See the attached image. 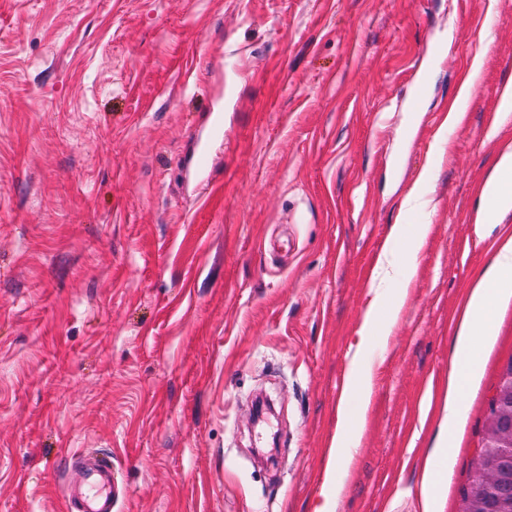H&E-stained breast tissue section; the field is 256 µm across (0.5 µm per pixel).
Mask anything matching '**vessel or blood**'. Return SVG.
I'll return each instance as SVG.
<instances>
[{"mask_svg":"<svg viewBox=\"0 0 512 512\" xmlns=\"http://www.w3.org/2000/svg\"><path fill=\"white\" fill-rule=\"evenodd\" d=\"M69 466L75 477L66 486L67 512H116L119 494L111 458L79 453Z\"/></svg>","mask_w":512,"mask_h":512,"instance_id":"1","label":"vessel or blood"}]
</instances>
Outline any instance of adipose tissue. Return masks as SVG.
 Returning <instances> with one entry per match:
<instances>
[{
    "mask_svg": "<svg viewBox=\"0 0 512 512\" xmlns=\"http://www.w3.org/2000/svg\"><path fill=\"white\" fill-rule=\"evenodd\" d=\"M512 172V150L505 151L493 173L485 182L478 221L497 223L502 211L512 209V185L504 180ZM428 227L416 224L406 227L393 224L387 244L372 272L373 299L367 308L357 332L355 359L357 375L348 377L338 409L336 445L331 448L327 474L339 481L343 464L355 453L361 427L357 422L359 411L365 410L372 392L373 355L378 344L386 342L395 327L408 294V283L398 280L394 259V244L407 245L409 254H416L427 236ZM512 295V236L492 255L487 268L468 291L459 317L448 373V397L444 404L442 424L437 440L428 454L422 476L423 512H434V503L442 485V474L448 463L458 426L464 415V395L482 365L480 343L493 336V312L498 301Z\"/></svg>",
    "mask_w": 512,
    "mask_h": 512,
    "instance_id": "adipose-tissue-1",
    "label": "adipose tissue"
}]
</instances>
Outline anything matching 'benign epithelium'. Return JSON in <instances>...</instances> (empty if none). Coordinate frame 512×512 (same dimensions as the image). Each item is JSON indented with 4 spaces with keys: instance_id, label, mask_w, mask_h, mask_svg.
<instances>
[{
    "instance_id": "obj_1",
    "label": "benign epithelium",
    "mask_w": 512,
    "mask_h": 512,
    "mask_svg": "<svg viewBox=\"0 0 512 512\" xmlns=\"http://www.w3.org/2000/svg\"><path fill=\"white\" fill-rule=\"evenodd\" d=\"M509 393L512 367H505L490 399L483 447L506 456L508 467L487 471L476 464L482 478L479 485L468 487L467 493L478 512H512V402L506 401Z\"/></svg>"
}]
</instances>
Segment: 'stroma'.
<instances>
[{
    "label": "stroma",
    "mask_w": 512,
    "mask_h": 512,
    "mask_svg": "<svg viewBox=\"0 0 512 512\" xmlns=\"http://www.w3.org/2000/svg\"><path fill=\"white\" fill-rule=\"evenodd\" d=\"M511 81L512 0H0V512H66L80 451L111 453L118 512H422L456 316L512 235V210L476 221ZM398 222L429 232L396 253L408 298L338 487ZM495 320L436 512L512 360V298ZM481 69L482 57L477 55L471 62L466 78L464 79L457 96L448 108V119L450 122H460L463 120L471 90L480 78ZM427 232L428 225L425 224H413L411 233H408L405 224H392L387 244L372 272L374 296L357 331L359 338L354 360L357 361L358 373L356 377L347 378L338 409L336 445H332L326 469L338 487L341 485V468L352 458L359 445L361 427L357 422V412L366 409L371 396L373 355L378 344L388 340L408 294L409 279L394 286L398 272L392 245L407 243L409 254L414 256L423 245Z\"/></svg>",
    "instance_id": "1"
}]
</instances>
